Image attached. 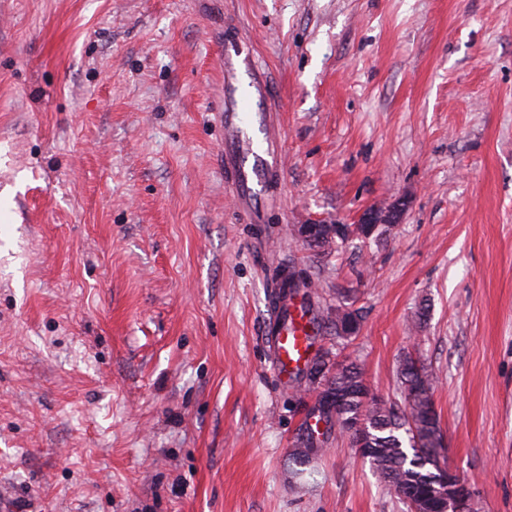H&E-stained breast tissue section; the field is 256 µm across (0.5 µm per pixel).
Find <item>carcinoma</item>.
I'll return each mask as SVG.
<instances>
[{"label": "carcinoma", "instance_id": "obj_1", "mask_svg": "<svg viewBox=\"0 0 512 512\" xmlns=\"http://www.w3.org/2000/svg\"><path fill=\"white\" fill-rule=\"evenodd\" d=\"M320 241L310 247H324L347 240L353 231L349 224H321ZM400 402L380 396H368L366 380L354 362H335L329 356L314 354L291 378L299 395L319 392L313 417L324 429L317 432L310 426L300 429L297 444L310 449L304 454H292L290 459L300 467L309 465L327 444L333 427L348 437L351 447H357L356 430L363 447L371 449L365 462L404 503L428 492L432 485V456L442 447L440 419L429 415L423 395L432 393L435 379L431 367L420 356L406 354L398 364Z\"/></svg>", "mask_w": 512, "mask_h": 512}]
</instances>
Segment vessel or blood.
I'll use <instances>...</instances> for the list:
<instances>
[{"label":"vessel or blood","instance_id":"1","mask_svg":"<svg viewBox=\"0 0 512 512\" xmlns=\"http://www.w3.org/2000/svg\"><path fill=\"white\" fill-rule=\"evenodd\" d=\"M244 51L245 46L237 34L225 33L226 76H234L233 60ZM245 120L240 111L224 115V171L229 189L243 212L249 213L277 196L284 163L274 127H266L262 141L248 145L242 138ZM316 333L312 318L307 316L298 299L285 298L272 311L265 334L273 347L274 370L280 380H288L292 370L306 363L311 352L310 338Z\"/></svg>","mask_w":512,"mask_h":512}]
</instances>
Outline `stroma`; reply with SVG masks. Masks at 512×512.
I'll list each match as a JSON object with an SVG mask.
<instances>
[{
    "label": "stroma",
    "mask_w": 512,
    "mask_h": 512,
    "mask_svg": "<svg viewBox=\"0 0 512 512\" xmlns=\"http://www.w3.org/2000/svg\"><path fill=\"white\" fill-rule=\"evenodd\" d=\"M228 29L284 158L250 223L224 175ZM0 196L17 512H405L340 435L289 462L315 396L272 369L280 269L373 394L425 359L477 512H512V0H0ZM394 204L336 250L297 234Z\"/></svg>",
    "instance_id": "1"
}]
</instances>
